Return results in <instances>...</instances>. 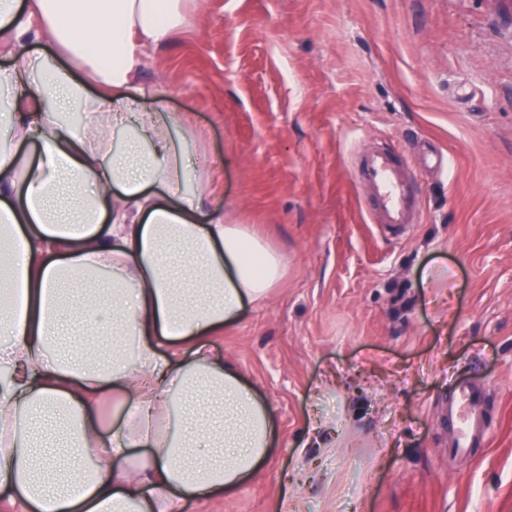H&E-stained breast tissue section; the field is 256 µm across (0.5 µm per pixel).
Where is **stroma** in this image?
<instances>
[{
	"mask_svg": "<svg viewBox=\"0 0 512 512\" xmlns=\"http://www.w3.org/2000/svg\"><path fill=\"white\" fill-rule=\"evenodd\" d=\"M134 110L190 115L224 221L284 269L211 343L272 406L271 454L184 512H512V0H188ZM396 150L419 219L382 237L351 152ZM491 390L487 446L441 408Z\"/></svg>",
	"mask_w": 512,
	"mask_h": 512,
	"instance_id": "obj_1",
	"label": "stroma"
}]
</instances>
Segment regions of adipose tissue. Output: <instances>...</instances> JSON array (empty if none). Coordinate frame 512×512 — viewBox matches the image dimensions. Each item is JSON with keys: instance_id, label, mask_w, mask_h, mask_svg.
Listing matches in <instances>:
<instances>
[{"instance_id": "1", "label": "adipose tissue", "mask_w": 512, "mask_h": 512, "mask_svg": "<svg viewBox=\"0 0 512 512\" xmlns=\"http://www.w3.org/2000/svg\"><path fill=\"white\" fill-rule=\"evenodd\" d=\"M184 0H0V267L25 304H0V487L25 512H182L233 492L267 458L276 419L214 353L209 334L263 299L282 261L259 239L193 213L215 190L173 205L192 128L178 112L130 116L123 91L145 49L184 24ZM36 37L51 57L32 54ZM100 89L96 114L70 112ZM58 98L48 110L33 107ZM25 141L36 156L21 153ZM93 339L70 357L52 343L64 319ZM116 396L117 424L98 415ZM224 409L190 419L195 393Z\"/></svg>"}]
</instances>
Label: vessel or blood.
<instances>
[{
	"label": "vessel or blood",
	"instance_id": "1",
	"mask_svg": "<svg viewBox=\"0 0 512 512\" xmlns=\"http://www.w3.org/2000/svg\"><path fill=\"white\" fill-rule=\"evenodd\" d=\"M358 180L371 189L373 216L377 223L391 231L415 223L414 183L399 155L388 150L366 154L355 171ZM487 389L469 382H458L448 402V420L455 433L448 446L452 456L470 454L477 444L486 442L488 427L483 405Z\"/></svg>",
	"mask_w": 512,
	"mask_h": 512
}]
</instances>
